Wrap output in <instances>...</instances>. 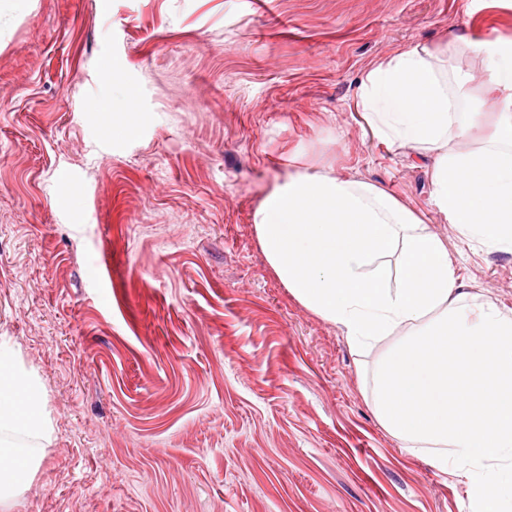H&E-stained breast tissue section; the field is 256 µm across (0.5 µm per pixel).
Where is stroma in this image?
Returning <instances> with one entry per match:
<instances>
[{"label":"stroma","instance_id":"1","mask_svg":"<svg viewBox=\"0 0 512 512\" xmlns=\"http://www.w3.org/2000/svg\"><path fill=\"white\" fill-rule=\"evenodd\" d=\"M509 38L512 0H0V340L52 427L0 512H471L375 413L406 330L354 346L250 215L289 166L358 177L512 309V252L356 107L400 47ZM124 91L132 113H90Z\"/></svg>","mask_w":512,"mask_h":512}]
</instances>
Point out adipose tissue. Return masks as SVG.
<instances>
[{"instance_id":"ef3b65f1","label":"adipose tissue","mask_w":512,"mask_h":512,"mask_svg":"<svg viewBox=\"0 0 512 512\" xmlns=\"http://www.w3.org/2000/svg\"><path fill=\"white\" fill-rule=\"evenodd\" d=\"M474 50L481 90L446 70V49L416 45L367 71L359 105L378 143L430 159L432 199L449 223L512 251V39ZM479 92L505 101L493 125L469 106ZM479 129L478 146L458 148ZM252 224L279 281L356 344L408 329L378 371L380 422L463 478L475 512H512V310L458 286L443 240L392 194L353 176L293 168L259 201ZM39 399L0 342V501L41 460L50 431Z\"/></svg>"}]
</instances>
